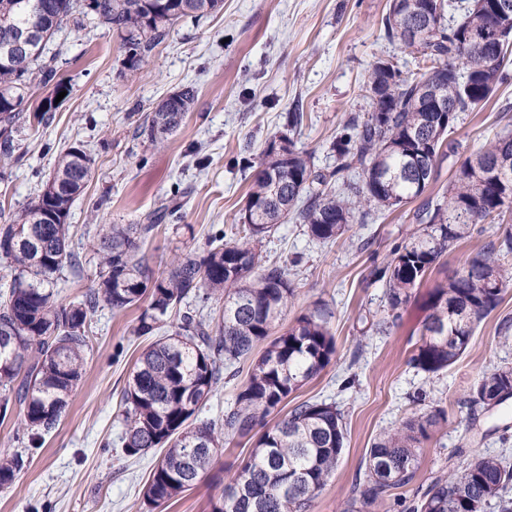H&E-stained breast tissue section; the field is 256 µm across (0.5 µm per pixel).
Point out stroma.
Here are the masks:
<instances>
[{
	"label": "stroma",
	"mask_w": 512,
	"mask_h": 512,
	"mask_svg": "<svg viewBox=\"0 0 512 512\" xmlns=\"http://www.w3.org/2000/svg\"><path fill=\"white\" fill-rule=\"evenodd\" d=\"M390 0H224L221 10L178 22L130 74L120 40L104 26L67 27L49 45L56 79L68 89L47 115L46 124L19 134L16 159L0 184V206L21 214L39 194L56 157L72 144L93 158L92 176L73 203L68 222L83 267L64 271L60 301L77 300L91 287L98 259L87 245L96 222L135 224L158 209L177 189L180 211L147 241L154 271L177 255L203 247L208 235L238 223L249 179L235 164L248 155L261 161L265 142L289 132L310 152L317 168L336 164L331 143L346 118L370 109L361 86L371 65L396 54L379 37ZM198 89L180 129L156 144L140 130L151 111L183 85ZM303 113L294 130L286 116ZM512 132V84L501 87L478 112H465L448 139L429 192L442 196L459 164L487 138ZM414 207L385 212L375 223L355 224L339 240H313L303 225L287 221L266 239V260L287 265L295 298L284 311L287 329L315 304L332 313L336 340L331 363L280 405L288 412L305 400L336 405L344 417L347 443L336 471L309 512H344L365 457L382 431L418 413L443 410L444 422L425 442L412 484L398 489L380 512H411L419 488L457 465L460 451L501 455L512 463V399L469 425L458 401L480 373L512 366V342L502 340V322L512 323V285L498 308L478 326L467 350L435 376L409 363L420 341L428 294L435 284L461 270L467 259L512 228V211L477 225L447 251L402 310L389 333L375 330L387 302L375 267L392 258L396 244L418 230ZM138 309L121 313L99 306L91 317L92 350L86 373L70 397L58 428L42 447L26 449L29 463L9 488L0 489V512H209L211 477L228 479L249 456L250 437L225 441L211 476L150 508L143 492L161 449L129 457L120 437L122 397L135 361L147 346L133 328Z\"/></svg>",
	"instance_id": "35a3bbf8"
}]
</instances>
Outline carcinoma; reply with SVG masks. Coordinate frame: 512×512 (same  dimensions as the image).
I'll list each match as a JSON object with an SVG mask.
<instances>
[{
  "instance_id": "carcinoma-1",
  "label": "carcinoma",
  "mask_w": 512,
  "mask_h": 512,
  "mask_svg": "<svg viewBox=\"0 0 512 512\" xmlns=\"http://www.w3.org/2000/svg\"><path fill=\"white\" fill-rule=\"evenodd\" d=\"M0 0V178L12 159L14 133L27 111L28 92L48 84L56 72L43 55L63 26L87 21L108 27L121 39L125 67L141 69L172 26L220 10L223 0ZM391 0L380 37L414 54L417 72L408 74L392 56L378 59L363 89L370 110L352 114L333 143L336 167L317 168L312 155L287 135L274 136L254 164L239 165L251 185L244 213L253 222L233 224L211 235L202 251L189 252L156 274L142 244L180 203L171 199L144 224H97L90 247L100 272L79 301L57 300L54 287L67 269L80 266L70 245V224H49L44 212L69 217L92 177L91 156L75 145L61 153L50 179L16 219L0 213V414L18 409L15 442L40 447L56 430L83 378L91 348V315L99 304L115 312L141 308L134 332L161 334L138 358L123 394L122 448L129 457L165 449L143 493L161 505L196 486L224 447V438L263 428L244 464L210 499L211 512H308L336 470L347 440L344 418L331 403L303 401L270 427L266 419L288 397L319 375L335 353L331 311L318 305L276 334L283 311L295 296L288 271L262 264L263 240L288 217L321 242L335 241L357 221L418 202L413 221L422 225L413 241L393 250L375 272L385 283L391 318L406 304L441 256L478 224L512 209V134L486 140L457 171L442 198L428 195L429 172L447 155V136L463 112L481 110L512 79V13L500 17L499 0H471L450 22L448 0ZM30 30L41 50L17 53L10 39ZM197 98L188 84L174 111L159 103L141 133L153 143L167 140ZM288 143L287 156L273 151ZM236 241H227V235ZM512 231L507 229L470 257L461 271L430 293L420 343L410 363L437 375L466 351L478 325L512 283ZM212 300L223 302L212 322L203 314ZM179 322L163 333L173 312ZM265 350L253 357L256 347ZM251 360V372L233 404L217 420L199 413L223 380V368ZM512 398V366L484 370L462 401L466 417L480 415ZM444 419L427 410L384 431L368 449L366 469L346 512H376L392 492L417 473L421 444ZM23 453H0V488L27 467ZM512 465L474 453L440 475L421 493L414 512H512Z\"/></svg>"
}]
</instances>
